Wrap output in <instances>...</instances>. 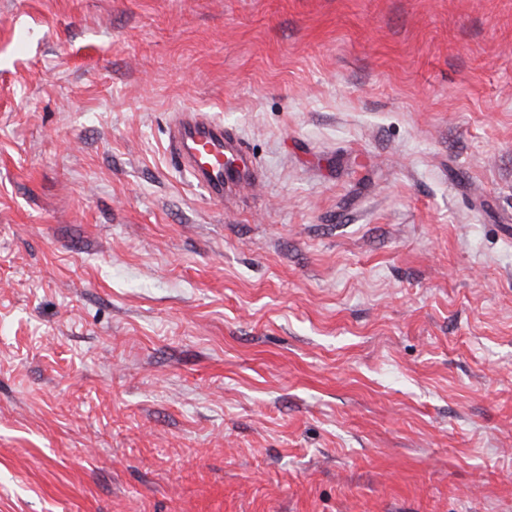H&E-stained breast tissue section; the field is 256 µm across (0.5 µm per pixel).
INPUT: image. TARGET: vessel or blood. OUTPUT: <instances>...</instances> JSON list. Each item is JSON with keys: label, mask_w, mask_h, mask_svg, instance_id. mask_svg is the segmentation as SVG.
<instances>
[{"label": "vessel or blood", "mask_w": 512, "mask_h": 512, "mask_svg": "<svg viewBox=\"0 0 512 512\" xmlns=\"http://www.w3.org/2000/svg\"><path fill=\"white\" fill-rule=\"evenodd\" d=\"M171 143L175 157L190 169L197 185L218 201L256 171L251 156L225 133L223 125L198 113L175 117Z\"/></svg>", "instance_id": "vessel-or-blood-1"}]
</instances>
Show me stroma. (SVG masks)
<instances>
[{
    "instance_id": "obj_1",
    "label": "stroma",
    "mask_w": 512,
    "mask_h": 512,
    "mask_svg": "<svg viewBox=\"0 0 512 512\" xmlns=\"http://www.w3.org/2000/svg\"><path fill=\"white\" fill-rule=\"evenodd\" d=\"M0 512H512V0H0ZM171 143L175 157L190 169L196 184L220 202L226 192L246 182L256 171L251 156L224 132V126L199 113L175 117ZM227 156L236 165H226Z\"/></svg>"
}]
</instances>
